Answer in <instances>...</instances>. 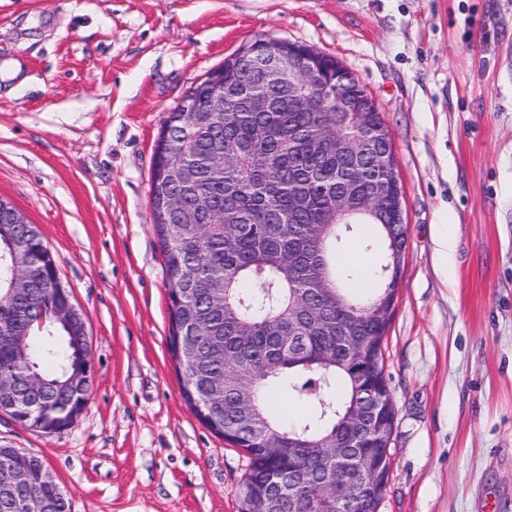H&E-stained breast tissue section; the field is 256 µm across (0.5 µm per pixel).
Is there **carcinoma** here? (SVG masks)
<instances>
[{
  "mask_svg": "<svg viewBox=\"0 0 512 512\" xmlns=\"http://www.w3.org/2000/svg\"><path fill=\"white\" fill-rule=\"evenodd\" d=\"M301 45L298 68L277 79L266 59L254 56L237 69L242 52L222 69L237 73L224 83V96L199 86L200 112L178 151L196 169L185 183L173 175L152 178L151 204L176 197L199 216L197 224H157L155 229L170 278V334L193 339L196 357L181 362L170 349L181 394L196 417L213 433L243 449L249 458L239 506L249 498L272 504V512H341L333 489L346 484L351 510L361 512L380 489L358 469L336 466L334 448H356L364 462L386 453L383 442L364 433L354 442L352 414L365 391L388 384L379 340L389 325L363 318L369 302L354 292L353 271L336 247V192L361 199L372 191L371 160L363 155L365 130L336 113V102L319 86L335 74L336 59ZM261 98L266 111L253 110ZM323 111H311L309 100ZM224 107L217 112L215 108ZM394 205L384 192L378 213L366 219L360 235L365 250L378 251L375 278L401 262L382 222ZM23 242L30 260L42 267L28 292H12L8 244ZM72 300L53 255L33 224H12L0 207V374L15 379L13 395L0 398L21 425L44 433L65 429L84 408L92 377L86 323L80 332L57 324L40 325L52 307ZM29 336L20 349L12 341ZM44 383L31 392L26 375ZM288 384L293 398L314 400L311 410L289 424L271 417L259 400L273 384ZM224 391L218 404L204 401L213 389ZM319 443L327 453L314 455ZM27 480L0 485V512H24L39 499L46 512H70L59 482H46V465L18 448L0 446V470Z\"/></svg>",
  "mask_w": 512,
  "mask_h": 512,
  "instance_id": "cac0c4a2",
  "label": "carcinoma"
}]
</instances>
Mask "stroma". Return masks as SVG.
<instances>
[{
    "instance_id": "obj_1",
    "label": "stroma",
    "mask_w": 512,
    "mask_h": 512,
    "mask_svg": "<svg viewBox=\"0 0 512 512\" xmlns=\"http://www.w3.org/2000/svg\"><path fill=\"white\" fill-rule=\"evenodd\" d=\"M258 38L335 56L390 135L407 244L378 512H512V0H0V198L51 249L94 370L75 423L0 414V446L71 512H237L247 455L181 395L150 188L169 112ZM451 214L448 213V224H439L437 235V251L441 258L444 269L451 267L453 252L456 241V224L450 221Z\"/></svg>"
}]
</instances>
